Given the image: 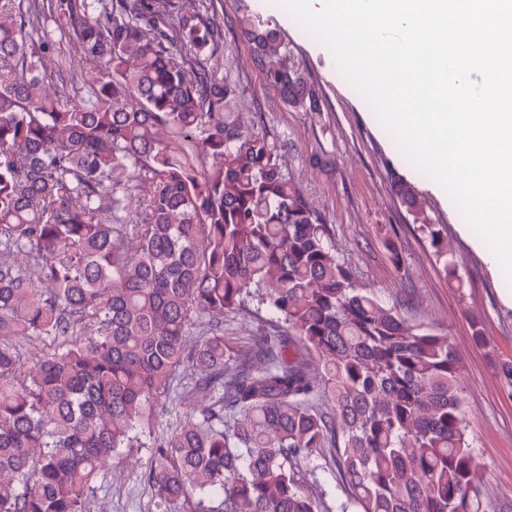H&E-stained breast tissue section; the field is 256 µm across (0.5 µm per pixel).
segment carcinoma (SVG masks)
<instances>
[{"instance_id": "obj_1", "label": "carcinoma", "mask_w": 512, "mask_h": 512, "mask_svg": "<svg viewBox=\"0 0 512 512\" xmlns=\"http://www.w3.org/2000/svg\"><path fill=\"white\" fill-rule=\"evenodd\" d=\"M239 26L312 109L279 30ZM49 27L78 54L52 94ZM223 46L196 0H0V255L24 259L0 261V512H89L180 372L206 405L153 438L158 512H321L300 467L325 456L354 512H485L454 344L358 283L280 141L242 129ZM416 228L461 286L445 226ZM253 298L276 320L239 352L224 315Z\"/></svg>"}]
</instances>
